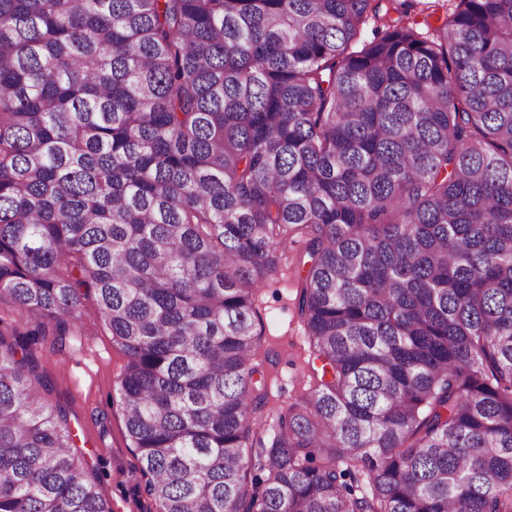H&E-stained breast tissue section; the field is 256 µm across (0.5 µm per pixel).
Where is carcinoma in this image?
<instances>
[{"mask_svg": "<svg viewBox=\"0 0 512 512\" xmlns=\"http://www.w3.org/2000/svg\"><path fill=\"white\" fill-rule=\"evenodd\" d=\"M90 292L160 512H512V0H0V512H109L25 375ZM300 251L298 244L288 245V272L269 282L258 297L255 323L257 332H261L262 349L254 378L265 384L269 406L275 408L293 401L310 381V339L296 309L299 277L304 275L302 266L294 265ZM267 349L272 362L261 361Z\"/></svg>", "mask_w": 512, "mask_h": 512, "instance_id": "obj_1", "label": "carcinoma"}]
</instances>
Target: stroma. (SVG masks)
Wrapping results in <instances>:
<instances>
[{"mask_svg": "<svg viewBox=\"0 0 512 512\" xmlns=\"http://www.w3.org/2000/svg\"><path fill=\"white\" fill-rule=\"evenodd\" d=\"M303 271L289 266L260 292L256 329L271 359L258 364L257 380L265 385L271 406L293 401L308 381L310 339L297 315ZM68 356L43 362L49 401L63 407L76 433L77 453L111 512H158L130 446L117 382L127 358L112 343L95 295L83 297L77 332L68 337Z\"/></svg>", "mask_w": 512, "mask_h": 512, "instance_id": "35a3bbf8", "label": "stroma"}]
</instances>
